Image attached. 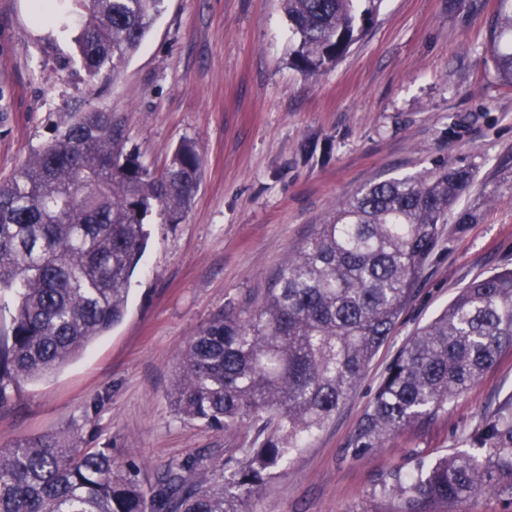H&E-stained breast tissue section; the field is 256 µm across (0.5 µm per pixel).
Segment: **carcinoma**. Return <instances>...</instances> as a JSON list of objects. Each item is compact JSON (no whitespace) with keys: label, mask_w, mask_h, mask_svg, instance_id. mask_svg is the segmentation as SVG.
Masks as SVG:
<instances>
[{"label":"carcinoma","mask_w":512,"mask_h":512,"mask_svg":"<svg viewBox=\"0 0 512 512\" xmlns=\"http://www.w3.org/2000/svg\"><path fill=\"white\" fill-rule=\"evenodd\" d=\"M163 0H74L80 62L92 81L138 50ZM283 0L296 69L332 67L373 21L375 0ZM512 86V0H499L486 46ZM110 112L65 115L54 136L0 184V405L21 379L52 375L124 316L157 210L179 224L203 161L181 141L156 172L124 152ZM475 181L447 160L372 182L315 226L251 312H219L180 354L171 393L180 416L210 427L247 423L253 447L214 484L170 465L151 491L112 449L54 438L0 449V512H243L252 492L306 447L356 388L414 296L448 209ZM512 347V268L476 279L399 350L350 447L383 448L448 409ZM470 450L398 476L390 493L416 506L493 493L512 500V403L485 415Z\"/></svg>","instance_id":"1"}]
</instances>
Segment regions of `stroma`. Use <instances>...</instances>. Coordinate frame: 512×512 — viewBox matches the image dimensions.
<instances>
[{"label":"stroma","mask_w":512,"mask_h":512,"mask_svg":"<svg viewBox=\"0 0 512 512\" xmlns=\"http://www.w3.org/2000/svg\"><path fill=\"white\" fill-rule=\"evenodd\" d=\"M497 0H379L377 17L335 67L309 76L281 0H164L115 77L90 82L72 38L71 0L43 18L38 0H0V181L54 135L63 113L126 121L128 150L162 168L195 140L204 176L178 224L147 220L146 251L124 319L53 375L25 380L0 406V448L53 436L111 449L152 487L196 461L217 480L255 433L179 418V353L219 311L254 310L277 268L338 203L378 180L447 159L473 166L414 298L357 388L244 512H403L396 472L466 450L482 415L512 402V350L445 413L354 452L350 441L385 369L460 288L512 267V88L486 53Z\"/></svg>","instance_id":"stroma-1"}]
</instances>
